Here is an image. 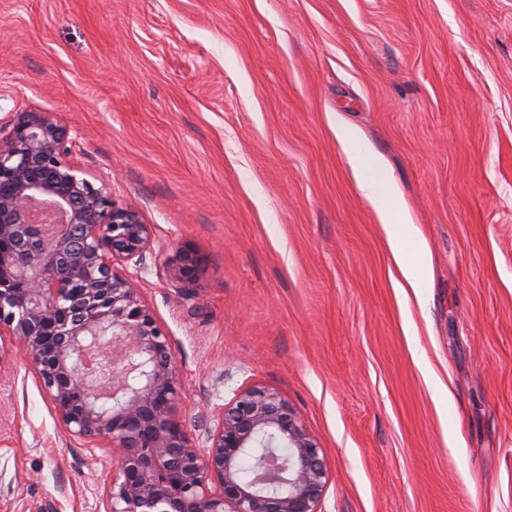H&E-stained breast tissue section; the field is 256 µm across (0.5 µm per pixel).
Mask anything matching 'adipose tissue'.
I'll use <instances>...</instances> for the list:
<instances>
[{
	"label": "adipose tissue",
	"mask_w": 512,
	"mask_h": 512,
	"mask_svg": "<svg viewBox=\"0 0 512 512\" xmlns=\"http://www.w3.org/2000/svg\"><path fill=\"white\" fill-rule=\"evenodd\" d=\"M347 153L359 174L360 194L376 209L383 224H392L394 215L401 210L400 198L394 183L384 176L381 162L352 142L347 145Z\"/></svg>",
	"instance_id": "adipose-tissue-1"
}]
</instances>
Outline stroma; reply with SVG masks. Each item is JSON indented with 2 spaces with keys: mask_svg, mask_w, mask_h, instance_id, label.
I'll return each instance as SVG.
<instances>
[{
  "mask_svg": "<svg viewBox=\"0 0 512 512\" xmlns=\"http://www.w3.org/2000/svg\"><path fill=\"white\" fill-rule=\"evenodd\" d=\"M22 111L151 224L197 448L260 382L318 438L325 512H512V0H0ZM343 129L400 192L399 249ZM111 480L1 359L0 512H103Z\"/></svg>",
  "mask_w": 512,
  "mask_h": 512,
  "instance_id": "stroma-1",
  "label": "stroma"
}]
</instances>
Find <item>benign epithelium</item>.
I'll return each mask as SVG.
<instances>
[{
    "label": "benign epithelium",
    "mask_w": 512,
    "mask_h": 512,
    "mask_svg": "<svg viewBox=\"0 0 512 512\" xmlns=\"http://www.w3.org/2000/svg\"><path fill=\"white\" fill-rule=\"evenodd\" d=\"M79 149L50 112L0 124V360L25 352L64 428L112 449L104 512H322V448L278 389H236L192 444L170 336L137 288L151 225L88 178ZM199 268L184 253L174 274L190 284Z\"/></svg>",
    "instance_id": "obj_1"
}]
</instances>
